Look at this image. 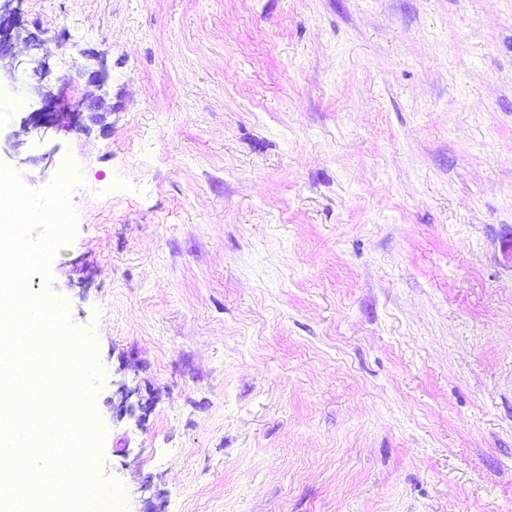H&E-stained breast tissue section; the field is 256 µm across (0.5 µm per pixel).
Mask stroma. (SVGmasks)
<instances>
[{
	"instance_id": "stroma-1",
	"label": "stroma",
	"mask_w": 512,
	"mask_h": 512,
	"mask_svg": "<svg viewBox=\"0 0 512 512\" xmlns=\"http://www.w3.org/2000/svg\"><path fill=\"white\" fill-rule=\"evenodd\" d=\"M19 22L0 168L37 191L77 162L74 235L30 288L93 335L124 512H512V0ZM37 85L82 107L42 139Z\"/></svg>"
}]
</instances>
